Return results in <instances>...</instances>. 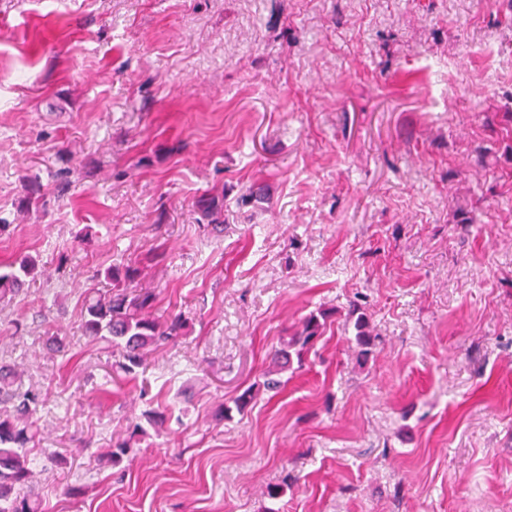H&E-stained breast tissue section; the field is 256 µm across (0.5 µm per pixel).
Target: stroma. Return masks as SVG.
<instances>
[{"label": "stroma", "mask_w": 512, "mask_h": 512, "mask_svg": "<svg viewBox=\"0 0 512 512\" xmlns=\"http://www.w3.org/2000/svg\"><path fill=\"white\" fill-rule=\"evenodd\" d=\"M0 219L43 512H512V0H0ZM123 262L189 321L134 378L81 329ZM37 269V260L30 256L24 257L18 263L9 265L6 271H2V266H0V300L14 299L22 289L25 279L34 277ZM325 318L326 313L323 311L310 313L303 321L301 332L283 341L280 347L274 351L271 357V368L264 374L263 386L267 391L276 393L280 389L282 381L275 376L291 369L293 354L301 364L302 356L308 345L322 335Z\"/></svg>", "instance_id": "35a3bbf8"}]
</instances>
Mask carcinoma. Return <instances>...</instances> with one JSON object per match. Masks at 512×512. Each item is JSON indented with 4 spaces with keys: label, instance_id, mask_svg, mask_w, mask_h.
I'll list each match as a JSON object with an SVG mask.
<instances>
[{
    "label": "carcinoma",
    "instance_id": "carcinoma-1",
    "mask_svg": "<svg viewBox=\"0 0 512 512\" xmlns=\"http://www.w3.org/2000/svg\"><path fill=\"white\" fill-rule=\"evenodd\" d=\"M199 206L211 219L213 229L221 227L224 197L206 194L199 199ZM37 260L26 256L12 264L8 270H0V300L15 298L25 279L37 273ZM139 271L131 265H115L106 269L105 278L112 288L104 294L86 297L82 328L86 336L107 344L121 352V368L128 374L136 373L144 355L183 335L188 326L182 314H172L161 320L155 317L157 294L151 288L130 289ZM326 313H310L303 321L300 333L284 341L271 357V368L264 374L263 386L268 391H278L282 385L278 375L292 366V357L302 356L315 339L322 335ZM256 397L255 388L249 387L219 409L220 416L227 418L232 411L244 409ZM12 403L13 411L0 412V512H42L39 497L30 486L33 469L40 464V456L32 454L31 443L38 435L35 416L43 405L40 395L26 389L17 372L0 366V404ZM128 440L114 443L106 452L112 463L132 452Z\"/></svg>",
    "mask_w": 512,
    "mask_h": 512
}]
</instances>
